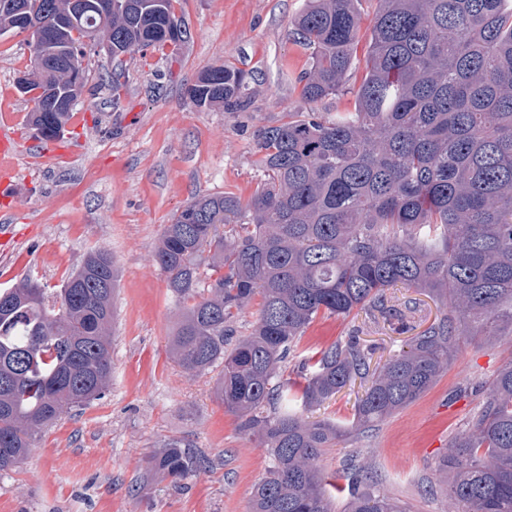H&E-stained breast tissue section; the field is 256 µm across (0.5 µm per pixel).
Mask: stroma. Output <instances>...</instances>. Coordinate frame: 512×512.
<instances>
[{"instance_id":"obj_1","label":"stroma","mask_w":512,"mask_h":512,"mask_svg":"<svg viewBox=\"0 0 512 512\" xmlns=\"http://www.w3.org/2000/svg\"><path fill=\"white\" fill-rule=\"evenodd\" d=\"M305 0H175L190 40L177 53L112 59L87 47L91 71L62 140L44 156L15 160L20 205L0 198V289L31 277L61 287L94 247L114 258L112 381L91 404L43 429L24 466L0 471V512H249L255 485L272 465L268 449L244 431L214 394L216 373L192 375L171 358L178 305L152 255L165 224L196 196L231 193L248 200L263 183L256 151L263 128L304 111L297 77L309 53L288 36ZM22 33L0 36V114L23 142L31 102L17 80L31 68ZM247 73L245 109L200 108L186 90L211 67ZM121 72L112 95L108 80ZM23 267H16L18 255ZM411 332L363 311L319 315L281 365L357 340L370 369L407 349ZM512 358L504 336H474L420 399L372 431L348 435L325 451L321 467L343 478L347 463L372 467L376 489L410 512H444L435 470L449 441L468 429L486 389ZM181 439L205 459L180 485L150 470L166 443Z\"/></svg>"}]
</instances>
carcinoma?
Listing matches in <instances>:
<instances>
[{
	"instance_id": "cac0c4a2",
	"label": "carcinoma",
	"mask_w": 512,
	"mask_h": 512,
	"mask_svg": "<svg viewBox=\"0 0 512 512\" xmlns=\"http://www.w3.org/2000/svg\"><path fill=\"white\" fill-rule=\"evenodd\" d=\"M49 24L71 0H24ZM363 0H306L289 36L310 51L297 78L309 106L350 81ZM365 73L354 108L322 121L290 112L257 142L267 179L247 201L194 198L164 226L153 262L181 304L173 361L191 374L220 372L215 395L270 451L250 512H333L318 466L349 430L366 431L426 393L447 371L462 336H496L512 323V5L507 0H375ZM173 0H86L49 44L87 39L117 58L185 43ZM80 52L73 84L67 58H32L44 86L79 102L90 69ZM246 74L224 66L187 88L199 107L227 112L247 101ZM28 120L42 139L61 137L70 111L31 97ZM114 261L87 254L62 288L26 278L0 290V471L20 468L36 436L100 398L112 378ZM401 285L440 301V316L374 373L351 428L309 413L366 371L355 341L302 366L291 392L283 363L323 313L354 310L405 320ZM260 297L252 332L229 342L231 324ZM201 466L190 445L167 443L152 468L178 483ZM438 490L447 512H512V359L489 385L470 429L449 445ZM352 480L348 512H406Z\"/></svg>"
}]
</instances>
